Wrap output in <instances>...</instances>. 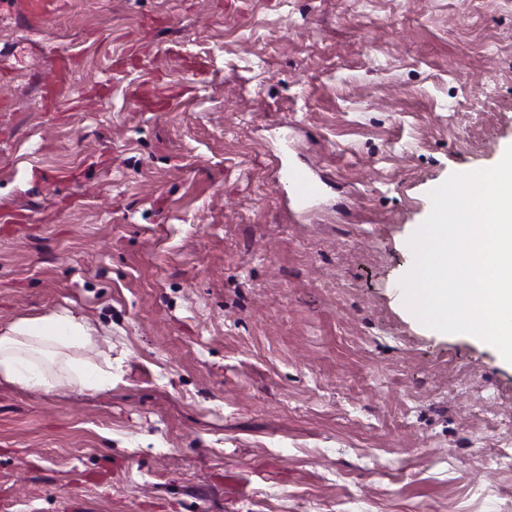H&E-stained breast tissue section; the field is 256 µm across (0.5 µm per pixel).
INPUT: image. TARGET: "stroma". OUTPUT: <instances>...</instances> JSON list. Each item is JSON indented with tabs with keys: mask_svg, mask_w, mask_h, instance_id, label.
<instances>
[{
	"mask_svg": "<svg viewBox=\"0 0 512 512\" xmlns=\"http://www.w3.org/2000/svg\"><path fill=\"white\" fill-rule=\"evenodd\" d=\"M511 146L512 0L0 9V329L73 311L112 368L0 383L6 512H512V363L401 292L430 191ZM60 6L59 0H29L24 2L23 10L27 22L38 26L46 16L58 12ZM273 163L284 192L290 194L299 205L306 206L324 193L326 181L316 177L309 168L290 163L284 165L280 156Z\"/></svg>",
	"mask_w": 512,
	"mask_h": 512,
	"instance_id": "obj_1",
	"label": "stroma"
}]
</instances>
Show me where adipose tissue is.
Returning a JSON list of instances; mask_svg holds the SVG:
<instances>
[{"instance_id": "ef3b65f1", "label": "adipose tissue", "mask_w": 512, "mask_h": 512, "mask_svg": "<svg viewBox=\"0 0 512 512\" xmlns=\"http://www.w3.org/2000/svg\"><path fill=\"white\" fill-rule=\"evenodd\" d=\"M87 334L86 318L69 310L12 323L0 331V380L28 390L63 384L95 391L111 388V377L93 376L77 362H66L58 373L51 370L63 351L82 343Z\"/></svg>"}]
</instances>
